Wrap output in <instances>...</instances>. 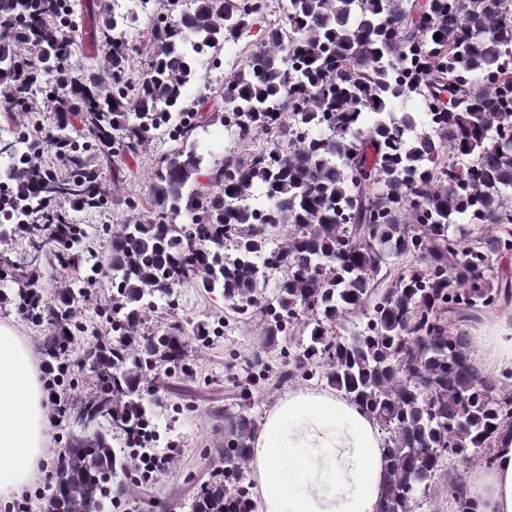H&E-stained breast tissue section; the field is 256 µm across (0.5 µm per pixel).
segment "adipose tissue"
<instances>
[{
	"label": "adipose tissue",
	"instance_id": "ef3b65f1",
	"mask_svg": "<svg viewBox=\"0 0 512 512\" xmlns=\"http://www.w3.org/2000/svg\"><path fill=\"white\" fill-rule=\"evenodd\" d=\"M477 369L512 370V315L482 337ZM48 389L32 345L0 323V502L27 488L47 453ZM389 442L376 418L344 392L288 390L252 442L257 512H380ZM494 460L468 476L474 512H512V427L500 426Z\"/></svg>",
	"mask_w": 512,
	"mask_h": 512
}]
</instances>
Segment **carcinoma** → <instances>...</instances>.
I'll list each match as a JSON object with an SVG mask.
<instances>
[{
  "instance_id": "1",
  "label": "carcinoma",
  "mask_w": 512,
  "mask_h": 512,
  "mask_svg": "<svg viewBox=\"0 0 512 512\" xmlns=\"http://www.w3.org/2000/svg\"><path fill=\"white\" fill-rule=\"evenodd\" d=\"M179 2L167 0L171 16L153 26L148 67L129 85L121 75L135 49L123 32L135 15L116 12L115 0H97L88 31L108 66L89 64L80 78L69 37L79 0H0V77L9 80L0 105L28 109L41 75L62 109L54 130L0 149L16 159L8 179L18 216L42 211L58 226L47 235L20 225L27 260L0 256V265L30 283L48 251L77 265L84 229L47 208L61 198L81 209L107 203L87 151L135 153L160 129L176 142L154 173V218L112 229L110 253L93 265L111 279L112 336L74 372L68 357L84 328L73 321V289H54L30 312L45 326L53 388H73L85 367L96 379L81 409L97 428L67 441L66 476L45 512H100L122 484L126 464L101 422L129 445L157 447L144 385L193 370L179 328L145 335L139 326L155 300L184 286L221 294L241 322L259 318L263 352L304 327L306 340L283 351L281 378L319 374L374 415L392 444L382 512H414L440 474L457 512H471L455 463L490 460L492 435L512 425V372L480 375L458 332L512 301L502 266L512 257V0H287L288 40L267 29L259 59L224 79L222 110L189 102L187 89L200 58L248 34L263 12L255 0H193L189 10ZM410 99L422 115L395 110ZM71 113L85 117L76 137ZM217 118L267 146L206 165L198 130ZM45 152L63 174H45ZM257 190L269 207L262 222L245 205ZM279 228L284 241L268 247ZM268 271L285 273L270 294ZM222 327V318L201 322L195 338L206 343ZM242 400L237 412L224 408V479L201 490L193 512H224L246 494L254 421L244 413L249 393Z\"/></svg>"
}]
</instances>
